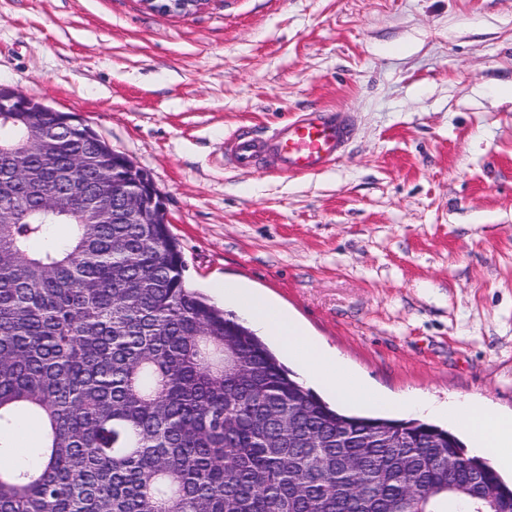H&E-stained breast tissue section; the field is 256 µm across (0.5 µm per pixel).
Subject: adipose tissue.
Here are the masks:
<instances>
[{
  "instance_id": "1",
  "label": "adipose tissue",
  "mask_w": 512,
  "mask_h": 512,
  "mask_svg": "<svg viewBox=\"0 0 512 512\" xmlns=\"http://www.w3.org/2000/svg\"><path fill=\"white\" fill-rule=\"evenodd\" d=\"M224 296L245 318L266 329L288 357L300 363L306 380L334 397L339 404L447 418L471 430L476 451L483 454L491 466L512 471V416L494 413L459 398L443 404L415 392L387 398L351 376L332 352L307 335L302 326L274 301L234 283L225 284Z\"/></svg>"
}]
</instances>
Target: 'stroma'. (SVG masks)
<instances>
[{
  "instance_id": "1",
  "label": "stroma",
  "mask_w": 512,
  "mask_h": 512,
  "mask_svg": "<svg viewBox=\"0 0 512 512\" xmlns=\"http://www.w3.org/2000/svg\"><path fill=\"white\" fill-rule=\"evenodd\" d=\"M0 84L150 173L216 306L246 285L387 396L512 413V0H0ZM312 108L353 117L332 167L225 166ZM150 8L163 14H190L205 0H145Z\"/></svg>"
}]
</instances>
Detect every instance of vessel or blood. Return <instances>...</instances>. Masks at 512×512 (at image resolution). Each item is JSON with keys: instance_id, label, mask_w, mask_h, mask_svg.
Returning <instances> with one entry per match:
<instances>
[{"instance_id": "1", "label": "vessel or blood", "mask_w": 512, "mask_h": 512, "mask_svg": "<svg viewBox=\"0 0 512 512\" xmlns=\"http://www.w3.org/2000/svg\"><path fill=\"white\" fill-rule=\"evenodd\" d=\"M351 136L352 122L346 113L310 110L264 135L240 133L229 138L224 145V156L229 164L241 170L264 161L282 175L311 174L337 161Z\"/></svg>"}]
</instances>
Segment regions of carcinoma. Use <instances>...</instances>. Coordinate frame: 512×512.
Here are the masks:
<instances>
[{
	"mask_svg": "<svg viewBox=\"0 0 512 512\" xmlns=\"http://www.w3.org/2000/svg\"><path fill=\"white\" fill-rule=\"evenodd\" d=\"M75 118L0 116V449L43 432L36 467L0 465V512H512L453 432L306 388L188 287L169 225L99 221L122 161Z\"/></svg>",
	"mask_w": 512,
	"mask_h": 512,
	"instance_id": "cac0c4a2",
	"label": "carcinoma"
}]
</instances>
